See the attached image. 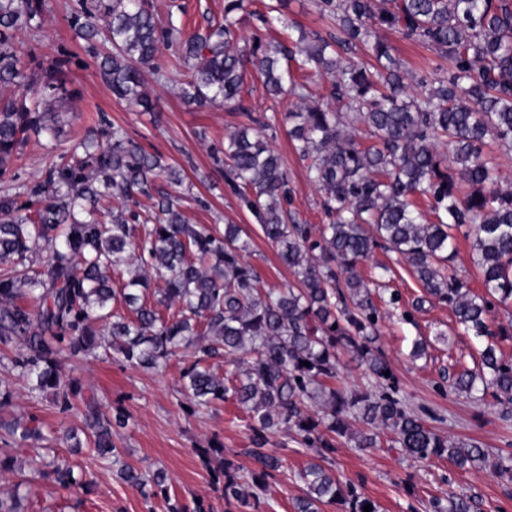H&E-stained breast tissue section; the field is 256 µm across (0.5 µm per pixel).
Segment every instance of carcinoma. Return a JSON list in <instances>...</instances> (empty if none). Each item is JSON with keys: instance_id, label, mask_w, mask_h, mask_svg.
Here are the masks:
<instances>
[{"instance_id": "1", "label": "carcinoma", "mask_w": 512, "mask_h": 512, "mask_svg": "<svg viewBox=\"0 0 512 512\" xmlns=\"http://www.w3.org/2000/svg\"><path fill=\"white\" fill-rule=\"evenodd\" d=\"M317 9L336 33L282 40L255 33L243 48L237 31L244 0H225L224 23L189 35L160 25L148 0H95L74 17L115 98L151 110L143 72L160 73L157 56L174 43L189 70L181 87L185 103L244 112L247 123L225 135L214 156L294 284L264 289L245 259L240 226L226 224L221 232L190 224L177 195L160 194L152 224L139 223L132 211L101 223L103 191L129 200L149 193L161 175L172 185L182 182L178 170L121 127L80 142L82 155L50 167L27 188L25 203L0 199V343L21 346L12 366L33 381L32 390L54 391L68 409L78 388L57 373L63 346L93 354L101 347L96 337L108 335L114 353L145 369L181 356L180 393L191 411L230 399L247 415L251 447L243 454L257 469L244 470L221 443L196 449L226 512H262L270 482L283 468L284 453L270 447L271 438L283 432L314 452L298 473L305 491L294 512H322V505L336 503L344 512H363L367 504L379 512L376 501L322 464L342 440L377 448L384 435L388 447L416 462L443 459L459 469L487 463L482 442L438 434L408 410L394 376L385 375L390 366L375 346L378 310L358 271L378 247L407 261L425 295L448 303L464 333L487 338L479 369L457 373L453 391L472 397L490 389L512 403V363L494 341L506 332L490 329L495 307L512 304V191L501 188L499 168L483 153L490 140L512 155V0H317ZM39 16L38 0H0V85L19 92L0 102V169L25 134L63 137L59 113L72 110L63 63L55 59L29 74L5 35ZM97 17L105 29L93 23ZM388 31L428 45L435 58L408 72L392 53ZM361 48L365 60L357 59ZM291 61L302 72L326 76L320 99L311 100ZM249 68L262 76L269 95L287 92L304 102L285 118L327 219L316 237L311 225L286 221L288 175L266 134L272 119L245 111L242 103ZM360 125L371 143L358 136ZM461 181L470 186L464 194ZM420 199L430 203L433 219L423 218ZM467 224L475 225L480 295L450 274L455 232ZM41 246L48 251L47 271L31 275L26 261ZM153 278L166 284L155 303L147 295ZM342 349L385 391L333 386ZM219 359L245 368L220 375L212 365ZM320 402L326 411L311 412ZM128 420L123 411L108 416L94 400L85 402L93 459H112L118 477L146 500L167 495L163 471L120 464L112 430ZM353 420L365 428L352 431ZM0 428L14 439L40 437L18 421L1 420ZM35 457L42 480L64 489L90 486L66 462ZM430 509L475 512L473 500L458 495L435 498Z\"/></svg>"}]
</instances>
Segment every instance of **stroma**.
Wrapping results in <instances>:
<instances>
[{
  "instance_id": "obj_1",
  "label": "stroma",
  "mask_w": 512,
  "mask_h": 512,
  "mask_svg": "<svg viewBox=\"0 0 512 512\" xmlns=\"http://www.w3.org/2000/svg\"><path fill=\"white\" fill-rule=\"evenodd\" d=\"M162 23H174L191 32L208 22L224 19V0H152ZM274 8L277 15L294 21L306 31L328 35L330 21L317 13L313 0H246L251 16L241 29L250 37L257 26V14ZM77 0H42L41 26L18 28L11 40L20 63L27 72L38 71L44 60H64L67 86L74 91L73 111L63 113L68 134L59 141L29 137L18 149L9 167L0 172V197L26 200V189L39 180L54 163L67 162L77 140L110 126L123 127L153 153L178 168L184 175L176 189L182 197L185 215L194 224H237L251 240L246 259L260 272L266 287L280 289L294 278L275 250L264 240L258 223L239 195L224 181V168L211 157L213 146L223 143L226 132L242 124L240 113L224 109H197L184 105L177 96L186 71L174 49H163L159 62L166 75L156 81L145 73L144 80L155 108L136 112L118 101L100 75L94 58L76 38L71 24L79 11ZM242 99L253 111L271 117L277 127L273 147L288 168V211L300 223L319 226L325 216L319 195L309 183L304 166L295 154L284 115L300 108L299 101L285 95L274 99L265 92L255 72H247ZM391 266L388 288L377 301L379 339L377 346L396 379V386L408 408L439 434L453 439H475L490 452L489 466L464 471L445 460L412 462L388 448L364 451L347 443L337 445L330 460L337 476L373 498L380 512H427L432 499L448 495L475 497L479 512H512V479L499 476V460L512 456V405L497 403L493 397L478 402L455 394L451 381L461 369L473 367L478 339L464 334L446 303L423 301L424 290L407 263L393 253L375 251L363 262L364 280L376 277L375 266ZM398 293V304H390L391 293ZM429 342L427 353L412 359L415 339ZM14 346L0 344V383L9 385L12 405L5 418H18L41 427L43 447L68 460L75 468L91 470L94 486L88 494L76 496L42 480L22 487L25 512H167L166 497L144 500L113 474L108 461H92L89 448H70L67 429H82L84 402L95 399L101 411L120 409L129 416L127 427L114 435L122 462L139 470L161 468L167 474L168 495L184 502L203 499L212 512H224V500L215 492L197 449L221 442L237 450V461L245 469L255 461L241 450L248 445L246 414L233 402L217 404L205 413H192L179 391L184 363L171 358L158 372L130 366L118 355L96 358L62 349L58 356L63 380L77 384L80 393L69 410H62L52 393L30 391L27 382L12 370ZM278 441L287 443L285 474L273 481L264 512H294L293 500L303 485L297 477L312 458L311 450L294 443L292 435L281 433Z\"/></svg>"
}]
</instances>
